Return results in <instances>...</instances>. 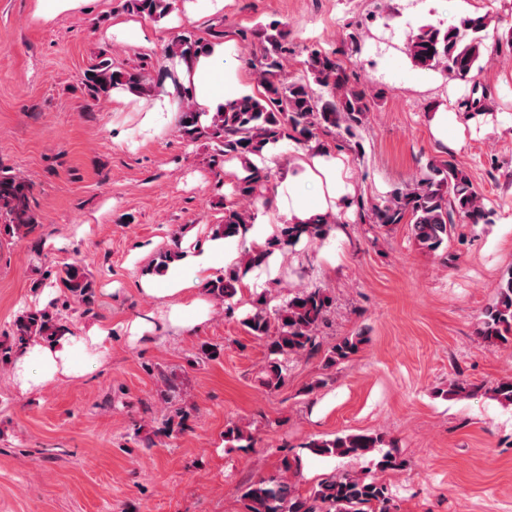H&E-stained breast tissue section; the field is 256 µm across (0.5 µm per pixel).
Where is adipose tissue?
Segmentation results:
<instances>
[{"label": "adipose tissue", "mask_w": 512, "mask_h": 512, "mask_svg": "<svg viewBox=\"0 0 512 512\" xmlns=\"http://www.w3.org/2000/svg\"><path fill=\"white\" fill-rule=\"evenodd\" d=\"M176 75L180 83L189 87L191 98L202 123H209L214 113L223 111L227 102L241 95L239 75H229L224 71V47L209 45L205 53L195 58L178 61ZM300 171L288 174V199H276L268 208L257 212L251 224L247 239L255 245H264L272 227L282 219L304 220L312 216L315 207L304 192V185L311 184L317 189L328 191L335 198L344 193L343 184L336 179V159L332 154L321 153L300 160ZM237 258L233 240H216L204 251H185L180 260L165 271L161 288L155 289L158 297L175 295L180 302L172 306L168 320L173 324L188 325L199 310L200 302L195 296V283L198 275L211 273L220 267L233 263ZM94 345L100 352H107L109 341L106 330H95L90 336H66L52 345L35 344L21 352L16 361L17 375L22 389H29L33 383L28 374L31 363L41 367L42 378L55 374L81 375L82 370L75 361L77 351L87 345Z\"/></svg>", "instance_id": "obj_1"}]
</instances>
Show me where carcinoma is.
<instances>
[{
    "mask_svg": "<svg viewBox=\"0 0 512 512\" xmlns=\"http://www.w3.org/2000/svg\"><path fill=\"white\" fill-rule=\"evenodd\" d=\"M174 0H125L126 9L156 21L172 10ZM490 14L471 15L444 28L427 25L409 37L408 55L426 69H439L451 78H465L481 71L489 62L485 39L491 25ZM288 34L269 26L254 67L261 90L245 94L212 116L210 124L200 125L197 113L181 112L179 133L191 140L205 138L218 156L247 163L248 156L259 155L266 142L291 139L305 144L321 134L352 138L364 125L370 112L365 90L354 85L346 67L333 54L318 47L305 46L303 75L285 76L284 60L288 55ZM205 46L201 39L182 35L164 49L168 59L193 56ZM86 87L96 99L107 97L118 87L136 91L143 87L145 76L137 69L112 66L104 59L85 76ZM247 175L237 178L239 205L224 210V223L215 225L212 237L238 238L242 255L238 264L224 268V273L207 281L206 292L230 304L253 269L266 264L274 250L294 248L301 240L324 239L331 228L324 216L301 224H282L277 233L258 248L248 244L246 233L254 212L253 206L268 182L264 169L246 168ZM29 186L19 177H0V211L10 217L3 225L9 235L27 236L37 224L29 207ZM375 223L384 226L408 224L417 245L435 252L448 245L455 224L488 222L482 198L474 188L468 172L452 161L431 164L429 172L413 185L394 192L373 207ZM59 281L70 298L84 311L94 303V283L79 262L64 266ZM330 298L321 289H305L293 294L278 307H269L267 297L256 300L255 310L243 320L249 333L265 341L267 363L265 385L279 389L288 371V360L319 352L315 331L326 320ZM71 333L60 313L50 309H27L14 319L10 333L0 340V368L12 365L17 350L30 343H56ZM477 334L489 345L512 343V269L500 279L496 302L483 312ZM366 338L345 336L325 355V364L333 366L358 352ZM484 392L503 407H512V378L488 388L454 381L446 395L470 397ZM383 438L369 433H350L332 439L315 438L304 449L322 457H363L380 452ZM380 470H402L407 466L397 453L381 452ZM247 512H391L387 486L375 477L350 473L334 474L310 495L302 496L286 479H259L246 486L243 493Z\"/></svg>",
    "mask_w": 512,
    "mask_h": 512,
    "instance_id": "obj_1",
    "label": "carcinoma"
}]
</instances>
